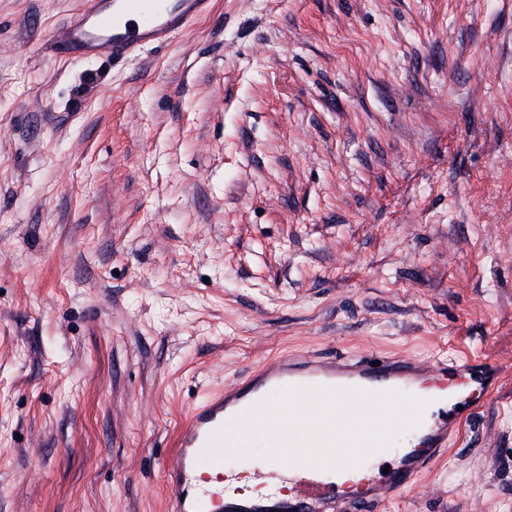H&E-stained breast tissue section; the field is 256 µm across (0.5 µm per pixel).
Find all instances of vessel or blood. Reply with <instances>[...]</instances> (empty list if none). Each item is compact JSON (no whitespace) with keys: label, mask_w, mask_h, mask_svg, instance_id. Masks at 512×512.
I'll use <instances>...</instances> for the list:
<instances>
[{"label":"vessel or blood","mask_w":512,"mask_h":512,"mask_svg":"<svg viewBox=\"0 0 512 512\" xmlns=\"http://www.w3.org/2000/svg\"><path fill=\"white\" fill-rule=\"evenodd\" d=\"M211 11L212 0H85L83 9L57 29L55 42L76 60L125 59L170 42ZM500 372L496 363L468 358H437L426 365L394 355L282 357L191 410L181 446L165 472L169 512H382L388 493L414 489L420 475L445 456L456 432L458 407L477 408ZM281 389L319 401L346 393L373 408L421 400L426 414L398 450L388 435L399 424L387 421L385 437L361 449L355 459L364 477L354 490H342L331 475L346 449L311 439L304 447H289L284 462L255 468L256 479L269 487V494L258 499L225 495L224 483L234 478L226 468L234 450L224 443L225 429ZM204 468L215 471L217 485L198 483L197 473ZM283 484L288 487L284 495L277 491Z\"/></svg>","instance_id":"obj_1"}]
</instances>
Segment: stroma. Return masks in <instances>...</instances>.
Returning <instances> with one entry per match:
<instances>
[{"mask_svg":"<svg viewBox=\"0 0 512 512\" xmlns=\"http://www.w3.org/2000/svg\"><path fill=\"white\" fill-rule=\"evenodd\" d=\"M0 0V512H167L283 354L497 362L387 512H512V0H216L122 62Z\"/></svg>","mask_w":512,"mask_h":512,"instance_id":"stroma-1","label":"stroma"}]
</instances>
